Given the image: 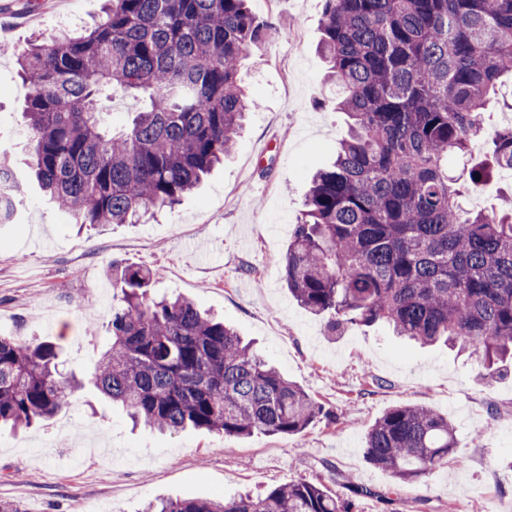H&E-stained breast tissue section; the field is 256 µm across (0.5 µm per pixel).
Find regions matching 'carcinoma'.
Segmentation results:
<instances>
[{
  "label": "carcinoma",
  "instance_id": "carcinoma-1",
  "mask_svg": "<svg viewBox=\"0 0 512 512\" xmlns=\"http://www.w3.org/2000/svg\"><path fill=\"white\" fill-rule=\"evenodd\" d=\"M271 25L249 0H107L79 35H38L17 57L41 189L76 224H134L172 208L224 162L260 107L242 60ZM319 48L350 133L311 178L285 255L288 290L347 325L387 323L422 345L469 352L494 378L512 359V206L463 207L482 168L454 174L498 82L512 76V0H324ZM134 103L110 128L103 99ZM512 170V129L490 139ZM155 273L112 266L110 343L80 381L54 343L0 337V428L53 418L85 383L160 432L188 427L295 435L321 407L224 321L182 297L148 295ZM447 416L398 404L370 425L363 454L402 483L448 463ZM305 480L258 496L159 499L144 512H353Z\"/></svg>",
  "mask_w": 512,
  "mask_h": 512
}]
</instances>
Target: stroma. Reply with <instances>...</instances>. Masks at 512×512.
Wrapping results in <instances>:
<instances>
[{
    "label": "stroma",
    "mask_w": 512,
    "mask_h": 512,
    "mask_svg": "<svg viewBox=\"0 0 512 512\" xmlns=\"http://www.w3.org/2000/svg\"><path fill=\"white\" fill-rule=\"evenodd\" d=\"M103 0H0L12 54L0 57V144L23 186L0 224V336L58 344L63 369L87 373L108 343L113 262L150 266L157 295L224 317L322 408L299 435L160 434L85 387L44 426L0 433V502L17 512H139L162 496L221 498L304 479L354 512H512V364L486 379L474 359L421 347L385 324L328 335L283 280L284 255L312 174L345 135L336 85L317 50L323 0H250L272 26L241 78L261 106L232 157L174 210L139 224L77 229L44 198L26 163L30 92L15 50L33 35L79 29ZM420 404L456 427L455 461L402 484L363 457L388 408Z\"/></svg>",
    "instance_id": "obj_1"
}]
</instances>
